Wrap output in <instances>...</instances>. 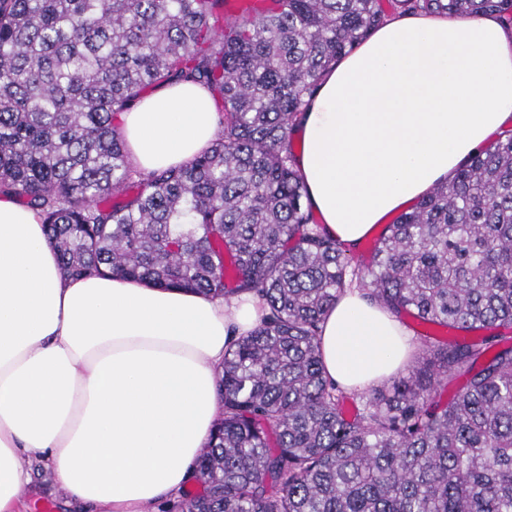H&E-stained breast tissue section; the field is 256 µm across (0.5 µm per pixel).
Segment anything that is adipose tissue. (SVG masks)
Here are the masks:
<instances>
[{
	"label": "adipose tissue",
	"instance_id": "1",
	"mask_svg": "<svg viewBox=\"0 0 512 512\" xmlns=\"http://www.w3.org/2000/svg\"><path fill=\"white\" fill-rule=\"evenodd\" d=\"M142 172L210 150L216 99L157 87L117 113ZM512 126V28L493 15L388 20L325 76L294 129L307 202L357 247ZM259 296L211 298L120 275L66 277L40 214L0 194V512H25L27 454L41 456L68 512H153L191 485L221 413L231 342ZM325 375L342 389L389 377L412 346L359 289L321 323Z\"/></svg>",
	"mask_w": 512,
	"mask_h": 512
}]
</instances>
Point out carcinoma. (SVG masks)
I'll list each match as a JSON object with an SVG mask.
<instances>
[{
    "instance_id": "1",
    "label": "carcinoma",
    "mask_w": 512,
    "mask_h": 512,
    "mask_svg": "<svg viewBox=\"0 0 512 512\" xmlns=\"http://www.w3.org/2000/svg\"><path fill=\"white\" fill-rule=\"evenodd\" d=\"M263 2L0 0V194L40 211L69 277L265 299L224 354L195 484L165 512H512V337L494 333L512 327V129L357 269L304 204L291 134L323 74L393 16L511 27L512 0ZM173 80L207 87L221 128L189 164L142 173L114 115ZM349 280L448 334L418 333L421 359L351 416L319 345Z\"/></svg>"
}]
</instances>
